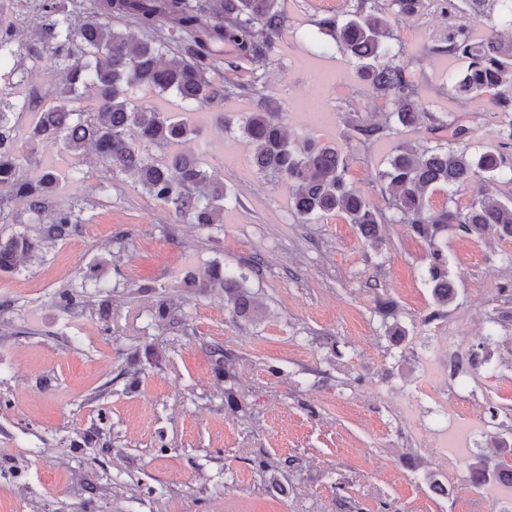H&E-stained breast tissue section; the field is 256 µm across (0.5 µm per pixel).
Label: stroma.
Wrapping results in <instances>:
<instances>
[{"label": "stroma", "mask_w": 512, "mask_h": 512, "mask_svg": "<svg viewBox=\"0 0 512 512\" xmlns=\"http://www.w3.org/2000/svg\"><path fill=\"white\" fill-rule=\"evenodd\" d=\"M359 0H280L286 24L257 93L227 96L198 110L187 141L203 170L228 189L224 221L176 220L127 176L105 181L94 154L60 143L33 144L37 167L68 173L47 212L74 209L68 239L0 271V512H512L490 504L468 481V466L498 460L512 445V242L449 230L445 252L456 298L437 310L424 282L429 247L402 223L384 225L371 246L344 217H296L287 183L260 175L240 125L267 101L296 145L312 138L345 157L350 181L377 207L376 181L403 142L434 144L430 122L370 144L347 136L349 115L384 123L357 63L319 31ZM463 0H425L400 20L398 62L426 111L465 128L460 144L479 154L498 146L500 113L453 98L466 63L444 46L451 27L471 22ZM45 67L43 105L63 82L49 53L0 59L25 75ZM231 115L232 128L223 117ZM247 273L257 319L233 318L220 288L199 293L185 276L213 267ZM91 303L72 312L58 294ZM393 300L403 338L388 335L378 297ZM177 315L151 316L159 300ZM442 340L490 358L461 378L447 368L421 388L412 381L425 348ZM234 355L233 386L244 407H224L223 378L208 349ZM138 354L140 383L129 388L127 359ZM414 403V417L404 407ZM485 415L488 433L456 468L448 452L423 444L439 403ZM292 459L284 491L271 489L254 460ZM434 474L443 493L426 479Z\"/></svg>", "instance_id": "1"}]
</instances>
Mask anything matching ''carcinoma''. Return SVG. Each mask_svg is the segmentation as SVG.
<instances>
[{
	"mask_svg": "<svg viewBox=\"0 0 512 512\" xmlns=\"http://www.w3.org/2000/svg\"><path fill=\"white\" fill-rule=\"evenodd\" d=\"M472 18L497 26L499 16L512 21V0H465ZM29 8L48 19L40 44L50 51L64 78L58 103L36 119L27 135L30 141L54 140L80 156L93 150L109 176L128 175L142 190L170 213L188 224L223 223L224 183L203 171L186 152L156 156L196 130L171 120L162 112L130 105L131 87L174 91L182 100L200 108L217 109L224 97L236 91L258 92V71L273 62L275 37L285 25L278 0H27ZM422 0H363L345 21L326 17L319 22L329 36L366 71L372 93L386 104L390 124L380 126L356 119L347 121L351 136L370 143L387 131L415 127L425 119L443 132L451 123L424 111L414 82L395 63L394 24L415 16ZM133 26L142 38L132 41L120 27ZM19 32L13 23L0 20V55L14 53ZM446 51L466 62L452 86V94L474 103H487L502 113L499 136L512 141V44L503 45L489 34L473 35L458 25L448 33ZM90 88L97 104L87 112L80 106L82 90ZM16 107L0 100V221L11 198L30 202L31 221L39 220L44 200L57 177L44 169L34 178L26 169L32 154L19 142L11 117ZM254 144V168L261 174L288 183L292 206L304 222L343 214L364 240L380 241L385 218L348 181L344 160L336 150L308 142L298 150L288 139L279 113L261 103L240 126ZM377 178L389 194V207L399 222L410 225L415 236L430 248L425 284L440 308L456 296L448 275V256L439 241L450 228L480 238L512 240V197L502 198L497 186L512 184V152L495 149L478 156L464 147L438 140L418 148L402 143ZM471 190L464 207L432 204L437 192L453 195ZM77 230L71 208L56 210L49 223L32 237L18 233L0 239V271L17 267L18 261L37 253L42 241L64 240ZM211 282L224 288V304L236 317L256 312V301L243 286L245 276L230 269L213 268ZM209 356L213 371L234 378L232 353L215 345ZM469 480L482 485L491 478L512 475V453H504L494 467L482 458L468 467Z\"/></svg>",
	"mask_w": 512,
	"mask_h": 512,
	"instance_id": "obj_1",
	"label": "carcinoma"
}]
</instances>
